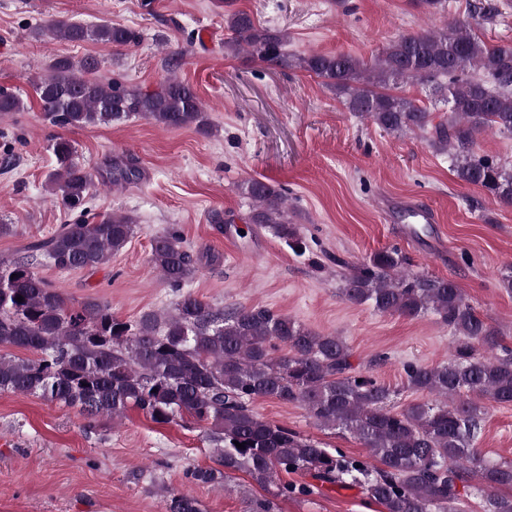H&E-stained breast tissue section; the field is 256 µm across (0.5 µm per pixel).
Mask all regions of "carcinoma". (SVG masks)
Masks as SVG:
<instances>
[{
  "mask_svg": "<svg viewBox=\"0 0 512 512\" xmlns=\"http://www.w3.org/2000/svg\"><path fill=\"white\" fill-rule=\"evenodd\" d=\"M471 12L492 22L501 14L499 0H478ZM225 24L227 52L315 75L358 117L389 133L425 135L448 155L458 180L512 205V173L480 154L478 143L484 133L512 137V45H488L473 34L472 22L455 20L403 34L368 62L345 52L290 53L288 32L260 25L243 10L228 12ZM44 29L75 44L124 48L139 40L132 29L109 22L87 27L52 18ZM98 67L93 56L51 60L34 92L53 125L86 128L139 117L166 129L192 126L213 134L203 102L177 76L158 91L142 92L102 82ZM406 85L437 89L448 116L436 123L429 108L395 93ZM25 107L19 95L0 87L1 114ZM52 151L56 168L48 190L69 211H85L98 180L118 188L141 176L127 156L90 173L74 162L75 147L64 136L53 139ZM242 190L250 200L249 223L301 250L282 191L257 179ZM135 224L125 212L91 223L81 219L0 259V349L33 354L0 352V392L76 407L91 424L99 417L119 420L132 408L159 424L187 415L203 428L218 461L216 468L187 469L191 484L222 487L241 471L266 488L275 486L273 497L286 498L307 489L275 483L277 473L303 471L323 483L359 485L385 512H464L477 479L480 512H512V496L496 493L512 487V462L486 461L475 448L484 401L512 403V352L454 280L405 271L395 251L376 252L356 266L334 259L348 269L341 293L349 302L410 318L430 312L453 332L450 361L404 368L407 388L435 400L396 411L389 387L356 373L343 337L316 333L269 308L218 306L187 291L168 312L145 311L123 321L103 301L70 303L38 273L42 266L76 270L109 263L127 247ZM150 263L177 290L196 272L182 237L170 230L151 240ZM257 398L297 403L317 425L352 433L377 465L271 424L250 407ZM165 512L201 510L193 495L180 492L166 499Z\"/></svg>",
  "mask_w": 512,
  "mask_h": 512,
  "instance_id": "obj_1",
  "label": "carcinoma"
}]
</instances>
